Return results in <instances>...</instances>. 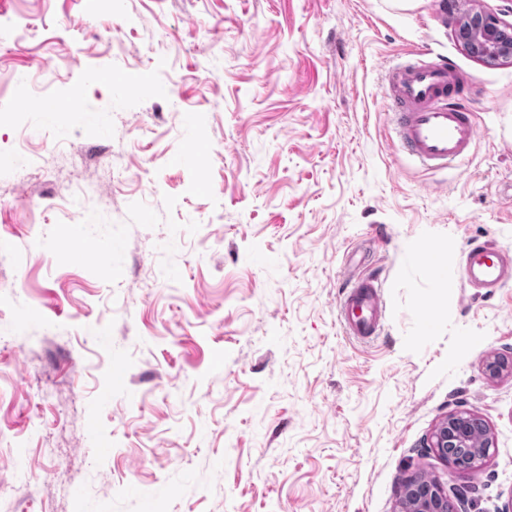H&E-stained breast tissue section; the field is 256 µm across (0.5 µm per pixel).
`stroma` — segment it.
<instances>
[{
    "label": "stroma",
    "instance_id": "1",
    "mask_svg": "<svg viewBox=\"0 0 512 512\" xmlns=\"http://www.w3.org/2000/svg\"><path fill=\"white\" fill-rule=\"evenodd\" d=\"M473 13L512 26V0H0V512H398L447 481L456 410L493 436L468 512L512 498V285L462 282L469 244L512 250V61L467 53ZM417 59L467 87L460 168L394 142ZM372 269L365 343L337 305ZM340 303L339 319L346 336L369 340L378 336L385 323L381 284L375 279H347Z\"/></svg>",
    "mask_w": 512,
    "mask_h": 512
}]
</instances>
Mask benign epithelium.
I'll list each match as a JSON object with an SVG mask.
<instances>
[{"label":"benign epithelium","mask_w":512,"mask_h":512,"mask_svg":"<svg viewBox=\"0 0 512 512\" xmlns=\"http://www.w3.org/2000/svg\"><path fill=\"white\" fill-rule=\"evenodd\" d=\"M463 29L461 41L467 52L482 60H511L512 46L504 45L499 37V23L492 17L478 16L459 25ZM473 414L468 411H456L448 414L435 429L429 448L441 459L448 462L452 474L448 484L437 480L424 482L411 478L404 484V495L399 512H443L448 497L458 502L465 501L470 488V474L487 457L492 444L489 428H484V437L475 440L469 420ZM450 448H468L472 452L470 461L461 464L448 455Z\"/></svg>","instance_id":"1"}]
</instances>
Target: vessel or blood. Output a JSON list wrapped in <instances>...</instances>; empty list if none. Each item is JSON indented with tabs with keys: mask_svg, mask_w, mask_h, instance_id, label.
<instances>
[{
	"mask_svg": "<svg viewBox=\"0 0 512 512\" xmlns=\"http://www.w3.org/2000/svg\"><path fill=\"white\" fill-rule=\"evenodd\" d=\"M458 78L444 62L415 61L387 78L389 123L400 149L426 169L442 171L463 162L475 145L474 113L453 98ZM464 285L503 288L512 284V251L471 245L462 270ZM339 319L358 340L378 336L385 323L381 286L374 279L347 282Z\"/></svg>",
	"mask_w": 512,
	"mask_h": 512,
	"instance_id": "1",
	"label": "vessel or blood"
}]
</instances>
